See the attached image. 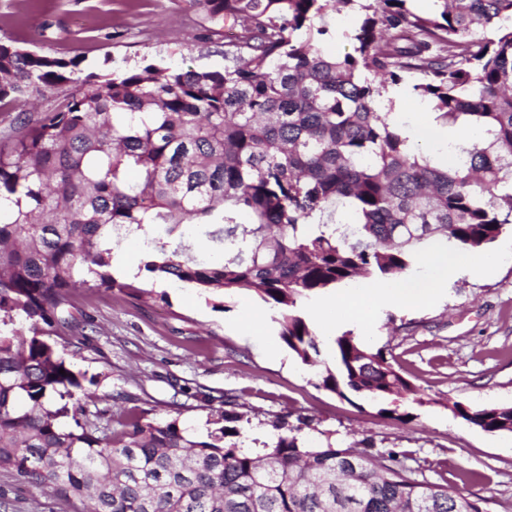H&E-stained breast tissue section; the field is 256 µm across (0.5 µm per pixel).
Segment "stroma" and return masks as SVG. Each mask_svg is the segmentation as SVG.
Masks as SVG:
<instances>
[{
  "mask_svg": "<svg viewBox=\"0 0 512 512\" xmlns=\"http://www.w3.org/2000/svg\"><path fill=\"white\" fill-rule=\"evenodd\" d=\"M203 34L188 0H0V39L82 58L88 71L145 60L223 69V45ZM261 306L246 289L218 302L167 279L139 298L84 286L72 296L75 327L56 346L84 374L82 403L98 426H106L108 408L116 418L174 419L202 437L226 411L238 414L241 438L258 448L276 440L272 421L308 416L315 427L300 431V441H367L374 451L396 452L405 468H422L431 482L482 499L486 512H512V432L483 431L452 410L512 406V261L487 278L458 279L438 304L392 308L377 324L353 328L417 388L383 401L322 386L334 332L318 333L319 362L306 365L272 320L258 336L242 330L243 310ZM80 508L0 467V512Z\"/></svg>",
  "mask_w": 512,
  "mask_h": 512,
  "instance_id": "obj_1",
  "label": "stroma"
}]
</instances>
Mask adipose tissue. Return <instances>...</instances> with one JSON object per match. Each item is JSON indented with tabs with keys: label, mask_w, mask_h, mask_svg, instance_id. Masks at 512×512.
Instances as JSON below:
<instances>
[{
	"label": "adipose tissue",
	"mask_w": 512,
	"mask_h": 512,
	"mask_svg": "<svg viewBox=\"0 0 512 512\" xmlns=\"http://www.w3.org/2000/svg\"><path fill=\"white\" fill-rule=\"evenodd\" d=\"M405 101L394 91L383 92L376 111L389 113L402 135L410 143L430 141L434 144H466L474 136L471 128L437 126L432 121V105L428 101L414 103L412 116H405ZM425 272L415 277H401L392 282L377 279L361 280L358 287L339 288L328 294L316 307L314 315L321 324L331 323L334 313H345L357 324L374 321L384 309L400 306L416 308L437 301L462 276L478 278L493 269V257L437 240L427 247L422 258Z\"/></svg>",
	"instance_id": "adipose-tissue-1"
}]
</instances>
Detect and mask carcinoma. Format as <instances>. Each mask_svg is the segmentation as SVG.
I'll return each mask as SVG.
<instances>
[{
  "instance_id": "obj_1",
  "label": "carcinoma",
  "mask_w": 512,
  "mask_h": 512,
  "mask_svg": "<svg viewBox=\"0 0 512 512\" xmlns=\"http://www.w3.org/2000/svg\"><path fill=\"white\" fill-rule=\"evenodd\" d=\"M189 0L224 37V70L151 61L84 76L82 59L0 40V104L66 92L0 144V466L88 512H486L459 490L405 475L394 454L280 436L255 455L232 423L196 439L177 421L81 420V372L50 337L74 328L71 288L141 296L112 274V241L143 233L149 277L219 298L240 289L278 310L306 365L320 355L297 302L357 278L395 280L417 245L468 249L512 224V0ZM352 11L338 32L326 17ZM342 35L351 51L321 44ZM413 82L437 119L476 130L436 164L375 110ZM197 259L172 238L199 226ZM324 388L414 392L383 349L335 337ZM65 370L60 374L59 370ZM453 411L512 432V406Z\"/></svg>"
}]
</instances>
